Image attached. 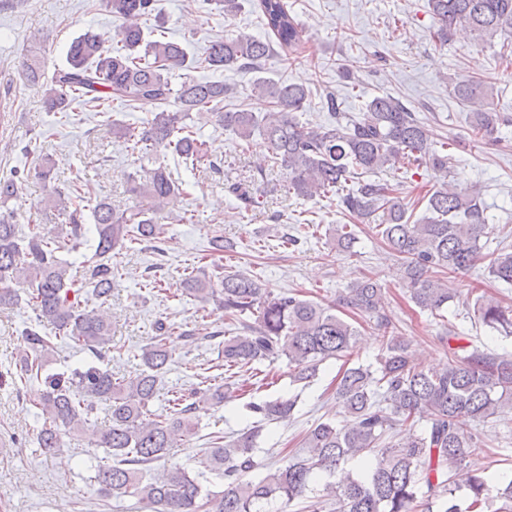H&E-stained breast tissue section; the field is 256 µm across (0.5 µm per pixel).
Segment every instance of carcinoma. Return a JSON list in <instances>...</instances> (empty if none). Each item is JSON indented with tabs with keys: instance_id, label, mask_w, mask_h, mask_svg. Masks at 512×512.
Segmentation results:
<instances>
[{
	"instance_id": "1",
	"label": "carcinoma",
	"mask_w": 512,
	"mask_h": 512,
	"mask_svg": "<svg viewBox=\"0 0 512 512\" xmlns=\"http://www.w3.org/2000/svg\"><path fill=\"white\" fill-rule=\"evenodd\" d=\"M156 2L102 0L119 21L113 45L104 46L91 31L75 37L68 45L67 66L49 84L42 82L39 55L30 50L21 63L25 85L40 90L46 109L65 118L88 105L104 112L115 100L147 109L138 127L109 120L112 134L140 162L152 159L160 148L172 149L186 165L194 166L205 157V141L185 123L192 112L243 141L259 135L266 159L285 171L288 190L308 199L335 194L345 214L361 224H376L380 242L402 260L410 300L423 311L435 314L454 300L456 293L448 287L446 275L466 271L480 260H488L494 279L512 284V248L482 252L486 206L480 187L461 190L448 182V144L437 141L399 98L376 95L360 116L352 118L340 111L331 95L328 104L336 122L311 129L295 116L308 98L301 84L256 81L253 91L273 104V111L263 115L220 110L219 104L232 93L222 82L187 77L173 85V73L196 63L214 70L260 69L276 53L295 61L303 29L284 0H214L226 17L246 4L258 10L271 37L214 40L198 62L179 43L156 39L154 31L142 25L155 13ZM427 5L439 43L448 42L461 27L485 41L499 37L501 48L512 50V0H427ZM452 93L470 108L475 135L491 138L500 126L512 124V118L494 105L488 80H459ZM402 157L443 177L441 186L426 197L424 214L415 220L396 187L357 179ZM54 170V162L45 156L35 172L51 188L41 205L58 209L63 219L54 231L38 224L20 230L6 204L18 196L22 182L13 176L0 178V306L17 301L13 285H27L36 321L25 327L29 350L19 362L28 381L45 386L35 403L43 419L38 432L41 448L50 453L63 447V437L79 436L87 425H95L97 404L107 406V424L95 430V443L112 464L96 467L98 496L136 497L152 512H267L265 506L274 501L287 505L304 497L316 476L324 473L339 475L323 488L324 501L336 505V512H412L422 490L425 512H512V475L489 483L474 461L476 437L466 430L470 422L512 415V354L475 348L461 355L450 346L443 366L420 368L410 343L390 331L381 286L366 275L351 282L331 305L298 294L275 295L255 279L224 270L219 260L212 271L183 278L182 293L224 311L230 328L219 343V356L229 370L285 358L293 381L309 385L322 363L347 362L353 353L357 330L336 315L338 307L377 317L383 330L382 353L374 365L345 366L336 374L343 423H316L303 436L301 452L267 468L263 477H250L258 468L256 426L228 441L213 437L200 455V466L224 476L222 491L203 490L182 466L155 468L170 449L198 433L200 405L222 404L238 392L236 384L228 382L203 393L177 392L169 401L168 415L150 417L148 405L167 372L166 342L174 325L157 323L156 335L142 350L143 369L128 382L117 381L112 372L96 366L67 378L47 375L45 370L60 341L99 359L112 351V321L102 308L120 277L112 256L129 243L164 234L169 220L165 204L179 184L164 165L143 166L142 175L131 178L128 192L147 204L118 214L106 199L86 208L90 188L78 178L61 187L55 183ZM229 192L246 208L261 204L241 182L230 185ZM87 210L94 236L86 286L101 301L98 308L79 300L69 275L72 262L64 258L87 243ZM473 313L483 325L512 337V307L503 306L498 298L477 296ZM297 403L295 397L276 398L250 403L248 408L271 423L290 418ZM421 421L426 426L419 430ZM391 432L394 441L386 440ZM353 460L361 465L356 476L345 468ZM461 489L467 490L463 508L455 503Z\"/></svg>"
}]
</instances>
